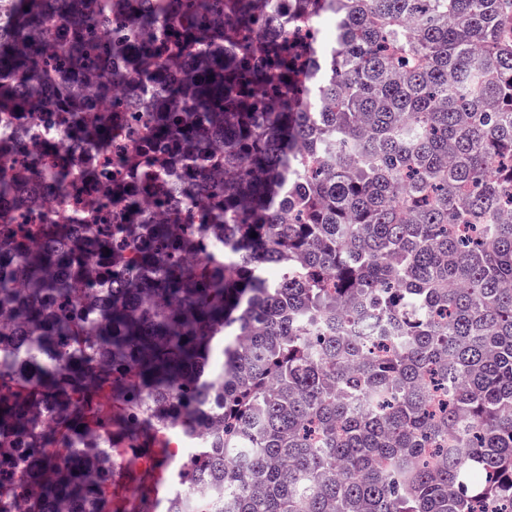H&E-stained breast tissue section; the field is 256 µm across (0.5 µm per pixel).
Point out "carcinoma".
I'll use <instances>...</instances> for the list:
<instances>
[{"label": "carcinoma", "mask_w": 512, "mask_h": 512, "mask_svg": "<svg viewBox=\"0 0 512 512\" xmlns=\"http://www.w3.org/2000/svg\"><path fill=\"white\" fill-rule=\"evenodd\" d=\"M169 2L0 0V512H512V0ZM67 134L75 139L73 132L64 130L58 123L50 127H45V132L40 144L44 155L53 158L63 156L61 146L66 140Z\"/></svg>", "instance_id": "1"}]
</instances>
